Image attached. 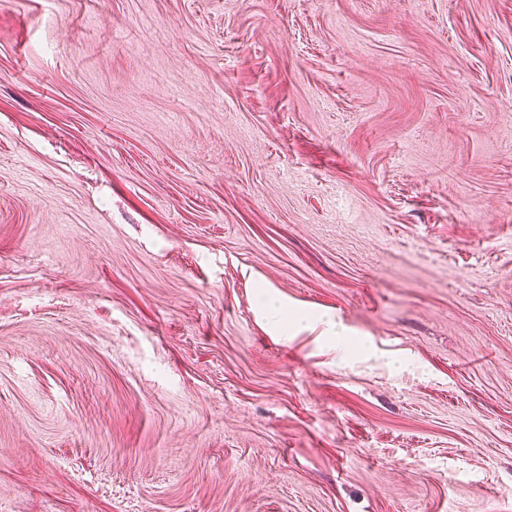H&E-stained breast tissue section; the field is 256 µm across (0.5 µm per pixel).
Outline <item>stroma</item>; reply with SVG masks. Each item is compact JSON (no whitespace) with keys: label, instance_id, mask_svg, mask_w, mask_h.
Wrapping results in <instances>:
<instances>
[{"label":"stroma","instance_id":"obj_1","mask_svg":"<svg viewBox=\"0 0 512 512\" xmlns=\"http://www.w3.org/2000/svg\"><path fill=\"white\" fill-rule=\"evenodd\" d=\"M0 512H512V0H0ZM311 323H320L324 325L325 331L330 336H336V339L346 335L347 329L342 325L341 322H337L336 319L327 313L320 314L318 316H300L292 317L289 321V325L295 332L310 329Z\"/></svg>","mask_w":512,"mask_h":512}]
</instances>
